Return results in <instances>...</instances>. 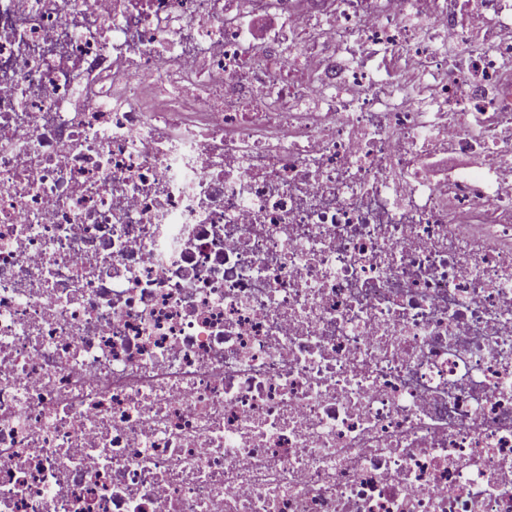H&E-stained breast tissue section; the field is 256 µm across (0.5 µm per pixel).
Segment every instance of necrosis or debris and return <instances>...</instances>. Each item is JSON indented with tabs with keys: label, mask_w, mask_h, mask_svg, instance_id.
<instances>
[{
	"label": "necrosis or debris",
	"mask_w": 512,
	"mask_h": 512,
	"mask_svg": "<svg viewBox=\"0 0 512 512\" xmlns=\"http://www.w3.org/2000/svg\"><path fill=\"white\" fill-rule=\"evenodd\" d=\"M0 512H512V0H0Z\"/></svg>",
	"instance_id": "necrosis-or-debris-1"
}]
</instances>
